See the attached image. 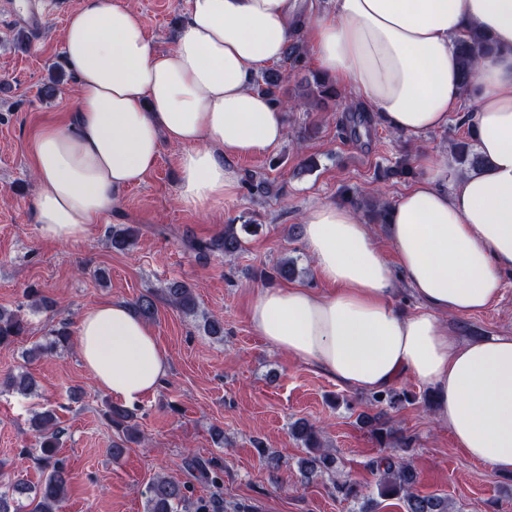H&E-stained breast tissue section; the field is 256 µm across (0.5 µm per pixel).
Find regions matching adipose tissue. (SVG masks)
I'll return each mask as SVG.
<instances>
[{"mask_svg": "<svg viewBox=\"0 0 512 512\" xmlns=\"http://www.w3.org/2000/svg\"><path fill=\"white\" fill-rule=\"evenodd\" d=\"M304 29L321 72L355 104L413 140L470 108L482 165L459 174L453 155L424 154L420 174L387 209L386 258L354 208L324 202L303 216L305 246L327 291L258 292L250 322L266 342L342 386L371 394L413 379L467 455L512 474V336L460 342L446 318L491 304L512 273V0H189L171 49L157 50L128 0H83L63 31L77 82L67 127H44L32 153L40 236L79 242L119 194L176 145L179 201L207 211L238 186L235 157L280 144L286 114L253 87ZM479 29L495 54L464 93L455 43ZM418 305H395L400 287ZM80 358L112 397L154 393L170 359L121 301L78 322Z\"/></svg>", "mask_w": 512, "mask_h": 512, "instance_id": "obj_1", "label": "adipose tissue"}]
</instances>
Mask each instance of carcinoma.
<instances>
[{
  "label": "carcinoma",
  "instance_id": "carcinoma-1",
  "mask_svg": "<svg viewBox=\"0 0 512 512\" xmlns=\"http://www.w3.org/2000/svg\"><path fill=\"white\" fill-rule=\"evenodd\" d=\"M456 49L462 84L467 90L475 81L478 58L489 52L491 47L484 35L470 32L457 39ZM283 66L291 71L306 68V50L301 41L296 39L288 44L283 54ZM281 77L280 70L272 69L261 79L254 80L253 86L255 90L269 95L275 103L292 111L297 108V104L284 101L276 94ZM303 91V106L308 112L321 111L328 103L341 97L336 83L317 72L310 73V77L305 79ZM374 125L375 120L369 113L361 112L352 105L347 108L342 119V130L354 138L364 134L370 135ZM453 152L460 171L479 168V157L474 153L470 143L465 141L455 143ZM411 174H413L412 168L407 160L403 159L393 166L381 169L378 179L388 181ZM135 238L134 228L116 227L112 230L110 243L113 248L123 250L133 245ZM190 247L200 260H207L215 253L231 257L241 250L242 239L235 227L229 224L224 228V236L211 241L193 240ZM159 297L186 315L196 312L197 303L191 287L180 281L167 283L161 289L159 296L154 293L140 296L133 304L134 311L144 318L152 317ZM27 331L28 322L19 311L0 308V348L13 345ZM70 341L69 325L61 322L51 331L50 339L46 344L31 348L26 352L25 357L30 360L45 353L66 348ZM0 386L28 394L35 388L36 380L27 371L21 370L6 374L0 380ZM405 398H407L405 393H399L393 389L374 395L371 405L379 408V411L361 414L360 423L382 441L389 438L398 445L405 444L403 439L395 437L394 432L387 428L386 411L379 407L383 402L393 407ZM105 417L123 436L122 443L115 445V454L122 453L125 443L137 442L138 429L134 423V416L129 410L110 404L105 411ZM31 427L37 441V460L48 470V473L37 486H31L19 480L10 485L8 490L1 491L0 512H21L25 506L28 507V512H60L66 497L69 473L64 462L59 458L64 429L60 427L55 413L50 410L36 414L31 420ZM291 436L305 450V456L299 460V471L305 479L318 475L326 476L333 480L336 493L344 499L358 498L357 483L349 479H336L338 458L332 449L322 444L320 431L314 424L307 420L295 422L291 426ZM370 467L380 474L377 483L378 500L375 501V505H380L382 501L399 500L403 503L405 512H453L448 497L413 492L417 475L405 463L393 457H381L372 461ZM186 491L187 487L177 481L166 477L156 478L147 489L146 512H178L180 507L189 512H213L211 502L192 501L186 495Z\"/></svg>",
  "mask_w": 512,
  "mask_h": 512
}]
</instances>
